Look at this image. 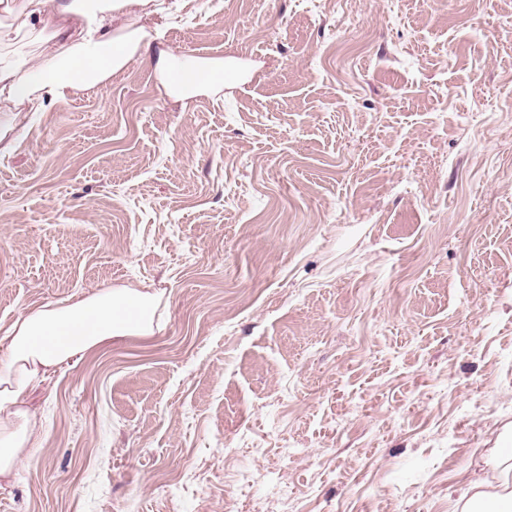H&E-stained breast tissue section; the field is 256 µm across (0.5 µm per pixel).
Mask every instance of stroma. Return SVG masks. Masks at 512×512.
Instances as JSON below:
<instances>
[{
	"label": "stroma",
	"instance_id": "stroma-1",
	"mask_svg": "<svg viewBox=\"0 0 512 512\" xmlns=\"http://www.w3.org/2000/svg\"><path fill=\"white\" fill-rule=\"evenodd\" d=\"M145 57L0 112V334L162 291L25 396L0 512H455L512 440V0H180ZM172 50L161 49L151 56V64L158 78L156 88L172 103L186 106L195 96L224 84V61L192 59L180 63Z\"/></svg>",
	"mask_w": 512,
	"mask_h": 512
}]
</instances>
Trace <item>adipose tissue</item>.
Instances as JSON below:
<instances>
[{
    "instance_id": "adipose-tissue-1",
    "label": "adipose tissue",
    "mask_w": 512,
    "mask_h": 512,
    "mask_svg": "<svg viewBox=\"0 0 512 512\" xmlns=\"http://www.w3.org/2000/svg\"><path fill=\"white\" fill-rule=\"evenodd\" d=\"M157 0H7L9 25L0 45L32 36L37 48L21 62L0 54V107L40 112L48 100L106 85L140 52L162 41V31L140 26ZM159 93L176 104L223 84L224 64L181 63L171 50L152 53ZM160 291L101 288L63 304H47L19 317L0 347V481L18 477V463L42 442V422L23 399L78 355L120 336H149L160 326ZM462 512H512V483L471 480Z\"/></svg>"
}]
</instances>
